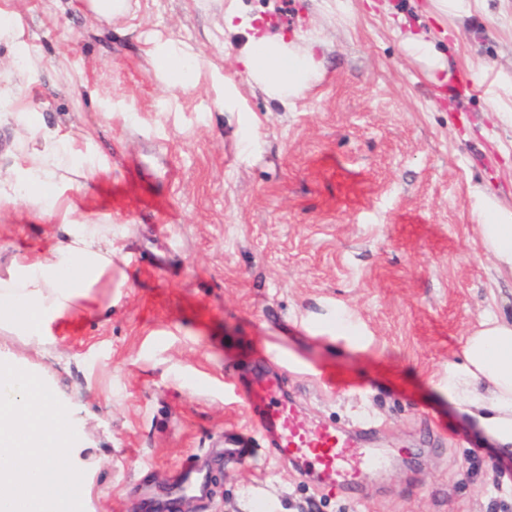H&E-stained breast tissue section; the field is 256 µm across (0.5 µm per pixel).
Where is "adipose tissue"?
<instances>
[{
    "label": "adipose tissue",
    "instance_id": "obj_1",
    "mask_svg": "<svg viewBox=\"0 0 512 512\" xmlns=\"http://www.w3.org/2000/svg\"><path fill=\"white\" fill-rule=\"evenodd\" d=\"M248 78L274 97L299 96L320 66L312 52H297L267 37H248L241 53ZM67 166L61 149L49 147L32 155L21 183L0 181V206L24 196L40 218L56 209L55 178ZM480 237L494 259L498 275L512 277V209L492 196L479 199ZM112 265L97 252L84 231L72 245L32 263L17 264L9 281L0 284V327L30 335L67 308L73 298L93 287ZM448 400L500 452L512 453V318L490 314L467 336L462 361L449 363ZM66 422L40 380L13 362L0 359V512H16L21 503L37 512H55L48 484L81 483L76 469L63 463Z\"/></svg>",
    "mask_w": 512,
    "mask_h": 512
}]
</instances>
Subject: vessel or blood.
<instances>
[{
  "label": "vessel or blood",
  "mask_w": 512,
  "mask_h": 512,
  "mask_svg": "<svg viewBox=\"0 0 512 512\" xmlns=\"http://www.w3.org/2000/svg\"><path fill=\"white\" fill-rule=\"evenodd\" d=\"M260 362L264 370L257 384L232 371L224 376L250 423L246 430H225L221 439L225 458L248 460L260 445L269 457L311 477L324 491L357 486L380 466L377 456L361 448L357 432L336 429L304 413L286 389L287 362L281 351L261 348ZM177 475L179 483L192 484L197 499L208 496L210 480L199 467L179 469Z\"/></svg>",
  "instance_id": "b4317fda"
}]
</instances>
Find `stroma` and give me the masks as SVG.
<instances>
[{
    "instance_id": "1",
    "label": "stroma",
    "mask_w": 512,
    "mask_h": 512,
    "mask_svg": "<svg viewBox=\"0 0 512 512\" xmlns=\"http://www.w3.org/2000/svg\"><path fill=\"white\" fill-rule=\"evenodd\" d=\"M112 22L84 0H0V179L20 178L41 133L73 156L59 204L0 207V280L108 225L112 266L41 337L0 329V356L41 377L67 421L64 460L85 482L62 512H141L170 475L208 469L193 512H512V456L441 388L489 310L512 316L472 219L477 192L512 209V0L469 18L432 0H128ZM280 14L273 37L316 39L322 69L280 101L249 81L227 17ZM430 34L448 81L402 41ZM170 40L196 63L168 82L148 51ZM173 211L175 220L159 222ZM348 319L347 333L336 323ZM283 346L306 413L366 427L385 470L332 492L274 459L224 461L249 420L224 370L251 373L257 343ZM345 382L330 393L308 375Z\"/></svg>"
}]
</instances>
